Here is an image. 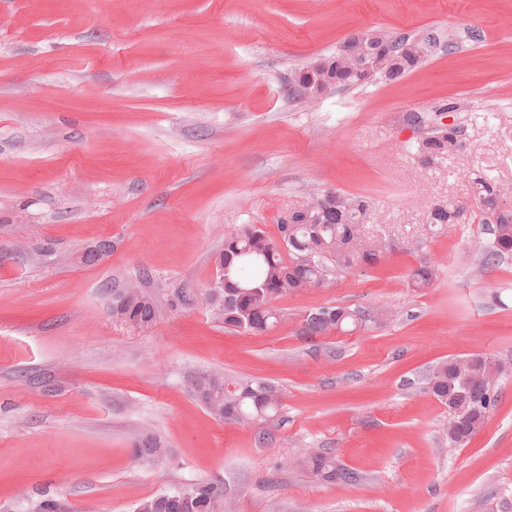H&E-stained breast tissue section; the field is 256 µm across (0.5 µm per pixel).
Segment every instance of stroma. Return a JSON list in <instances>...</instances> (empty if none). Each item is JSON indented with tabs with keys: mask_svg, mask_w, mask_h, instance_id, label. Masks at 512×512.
I'll list each match as a JSON object with an SVG mask.
<instances>
[{
	"mask_svg": "<svg viewBox=\"0 0 512 512\" xmlns=\"http://www.w3.org/2000/svg\"><path fill=\"white\" fill-rule=\"evenodd\" d=\"M376 31L433 48L395 82L289 95L294 69ZM451 97L463 146L422 166ZM472 170L512 201V0H0V512L46 496L133 512L200 481L222 486L217 512H512V256L482 266L477 219L426 229L435 202L472 204ZM329 191L371 202L385 260L275 300L265 333L224 327L202 290L225 232L277 235ZM100 240L103 262H63ZM423 261L435 276L416 288ZM131 284L150 327L109 314ZM325 305L384 318L301 335ZM477 353L506 371L453 448L428 377ZM205 371L274 383L276 424L209 414L192 394ZM145 433L162 459L137 457ZM313 452L357 481H319Z\"/></svg>",
	"mask_w": 512,
	"mask_h": 512,
	"instance_id": "35a3bbf8",
	"label": "stroma"
}]
</instances>
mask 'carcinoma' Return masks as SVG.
<instances>
[{"label": "carcinoma", "mask_w": 512, "mask_h": 512, "mask_svg": "<svg viewBox=\"0 0 512 512\" xmlns=\"http://www.w3.org/2000/svg\"><path fill=\"white\" fill-rule=\"evenodd\" d=\"M430 48L429 38L376 32L366 55L353 40L294 71L288 81L289 93L303 98L308 90L320 86L347 88L377 77L394 81L422 64ZM460 136L461 128L455 124L440 127L434 135L419 141L418 161L432 167L447 160L461 146ZM468 177L475 205L491 235L482 264L494 265L512 255V207L498 185L486 176L471 172ZM321 200L323 204L311 212L301 208L290 211V222L278 224L277 238L255 224H244L224 235V249L216 258L224 268V287L208 286L202 292L224 326L264 333L280 320L277 310L266 304L299 292L327 278L332 271L375 267L382 262L386 247L378 236L367 231V225L373 223V212L366 197L333 191L321 196ZM471 219L468 207L452 200L437 202L429 212L428 228L441 230ZM280 237L287 241V248L279 246ZM433 277L434 270L426 262L410 272L417 288L428 286ZM123 292L122 288L112 289V319L136 329L151 326L156 318L152 298L143 294L128 299ZM378 317L379 313L372 310L323 306L305 316L301 334L355 331L376 322ZM492 360L486 354H470L466 363L455 357L434 365L429 378L431 391L441 404L454 410L458 423L457 435L448 437V445L469 441L483 428L495 406L497 396L490 382ZM195 381L193 394L204 406L207 402L203 392L221 389L224 421L252 425L266 416L272 419L280 411V391L264 379L228 378L205 372ZM160 447V439L147 436L139 445V455L148 461L156 460ZM303 464L312 476L327 483L349 485L356 481L354 472L336 464V459L328 455L311 454ZM222 494L217 483L199 482L143 498L136 507L142 512H217Z\"/></svg>", "instance_id": "cac0c4a2"}]
</instances>
